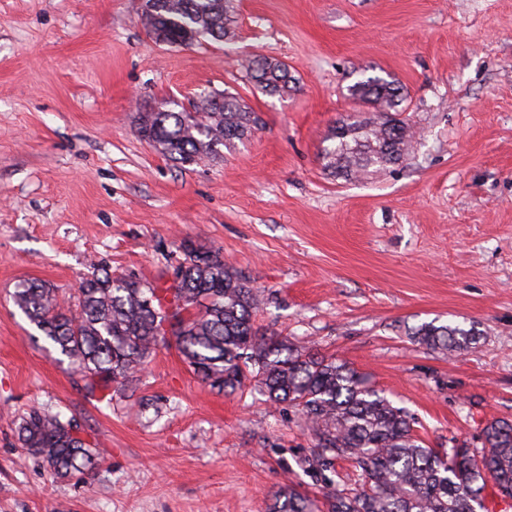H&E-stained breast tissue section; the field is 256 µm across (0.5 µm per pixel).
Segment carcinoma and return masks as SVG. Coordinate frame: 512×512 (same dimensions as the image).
I'll use <instances>...</instances> for the list:
<instances>
[{
	"mask_svg": "<svg viewBox=\"0 0 512 512\" xmlns=\"http://www.w3.org/2000/svg\"><path fill=\"white\" fill-rule=\"evenodd\" d=\"M159 2L146 26L172 42H222L231 32L232 0ZM244 70L268 94L284 96L295 89L296 79L284 62L251 57ZM349 92L374 115L349 113L327 136L326 168L346 179L399 163L414 138L412 127L400 118L405 96L398 81L369 77ZM138 120L141 136L164 155L195 164L221 157L222 146L247 138L258 125L254 111L228 92L203 97L192 112H143ZM180 248L184 259L176 269L177 297L184 305L176 308L168 300L170 286L114 278L96 265L80 282L73 308L38 280L21 283L12 299L83 375L92 396L138 380L148 359L173 342L211 388L234 394L249 380L269 401L299 410L316 440L312 463L326 470L350 459L362 470L361 489L321 500L283 486L270 512H476L489 481L500 495L512 498L511 422H488L480 448L425 446L408 413L368 385L347 361L256 329L258 292L218 252L185 240ZM194 307L197 311L190 312ZM410 336L418 345L452 355L471 348L480 333L473 325L431 321ZM76 430L72 421L41 411L30 412L16 428L21 448L61 479L95 465L89 441Z\"/></svg>",
	"mask_w": 512,
	"mask_h": 512,
	"instance_id": "1",
	"label": "carcinoma"
}]
</instances>
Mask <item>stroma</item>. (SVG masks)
Instances as JSON below:
<instances>
[{
  "mask_svg": "<svg viewBox=\"0 0 512 512\" xmlns=\"http://www.w3.org/2000/svg\"><path fill=\"white\" fill-rule=\"evenodd\" d=\"M140 6L0 0V512H268L288 484L357 486L352 462L308 466L295 408L213 391L176 349L90 396L10 299L27 279L71 299L94 263L163 283L184 240L258 289L261 332L346 359L426 446L512 421V0H234V39L192 47L153 42ZM247 55L296 90L262 93ZM371 76L403 85L419 135L401 164L333 176L325 138ZM226 90L260 122L214 162L139 135L140 112ZM434 320L482 337L452 358L414 344ZM35 409L75 417L95 469L58 479L21 448ZM244 70L247 79L268 94L284 96L296 88V79L284 62L266 57H250L246 60Z\"/></svg>",
  "mask_w": 512,
  "mask_h": 512,
  "instance_id": "35a3bbf8",
  "label": "stroma"
}]
</instances>
